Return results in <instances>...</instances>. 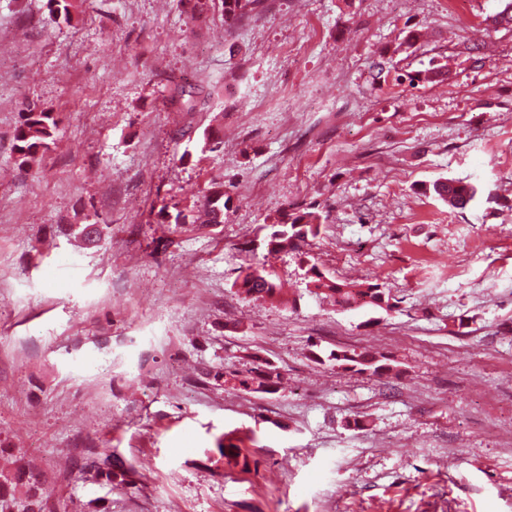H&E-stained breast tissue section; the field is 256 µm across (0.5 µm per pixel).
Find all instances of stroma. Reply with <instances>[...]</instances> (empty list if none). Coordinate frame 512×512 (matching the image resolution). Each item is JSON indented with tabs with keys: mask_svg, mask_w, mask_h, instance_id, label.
Here are the masks:
<instances>
[{
	"mask_svg": "<svg viewBox=\"0 0 512 512\" xmlns=\"http://www.w3.org/2000/svg\"><path fill=\"white\" fill-rule=\"evenodd\" d=\"M195 2L0 0V470L25 459L44 512H512L507 0H266L232 28ZM30 106L57 141L23 165ZM442 177L482 194H417ZM215 183L223 223L173 222ZM287 211L320 217L302 252L241 251ZM305 255L395 308L323 299ZM264 262L281 301L232 286ZM264 359L275 391L221 377ZM427 191L447 202L449 208L464 209L477 200L479 186L462 179H446L425 187L424 192ZM333 361H336L338 366H360V371H371L374 375H383L392 371L390 364L383 362L376 356L367 353H348V351H338L331 353L329 356Z\"/></svg>",
	"mask_w": 512,
	"mask_h": 512,
	"instance_id": "35a3bbf8",
	"label": "stroma"
}]
</instances>
